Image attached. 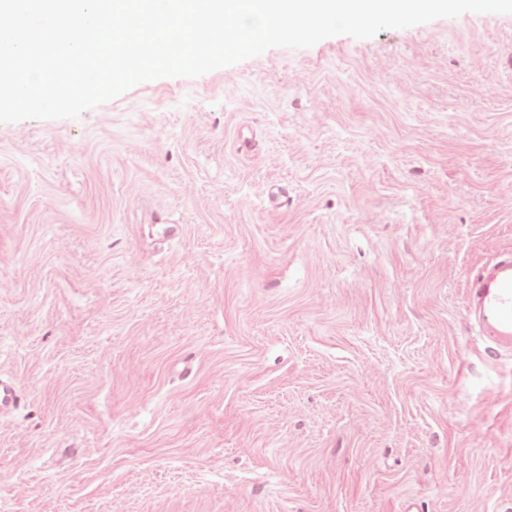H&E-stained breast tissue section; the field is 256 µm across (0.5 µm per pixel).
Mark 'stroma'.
I'll list each match as a JSON object with an SVG mask.
<instances>
[{"label": "stroma", "instance_id": "1", "mask_svg": "<svg viewBox=\"0 0 512 512\" xmlns=\"http://www.w3.org/2000/svg\"><path fill=\"white\" fill-rule=\"evenodd\" d=\"M512 14L0 123V512H512ZM467 317L498 350H512V255L494 262L469 290Z\"/></svg>", "mask_w": 512, "mask_h": 512}]
</instances>
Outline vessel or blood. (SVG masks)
<instances>
[{"label": "vessel or blood", "mask_w": 512, "mask_h": 512, "mask_svg": "<svg viewBox=\"0 0 512 512\" xmlns=\"http://www.w3.org/2000/svg\"><path fill=\"white\" fill-rule=\"evenodd\" d=\"M467 317L496 348L512 350V255L494 262L473 282Z\"/></svg>", "instance_id": "vessel-or-blood-1"}]
</instances>
